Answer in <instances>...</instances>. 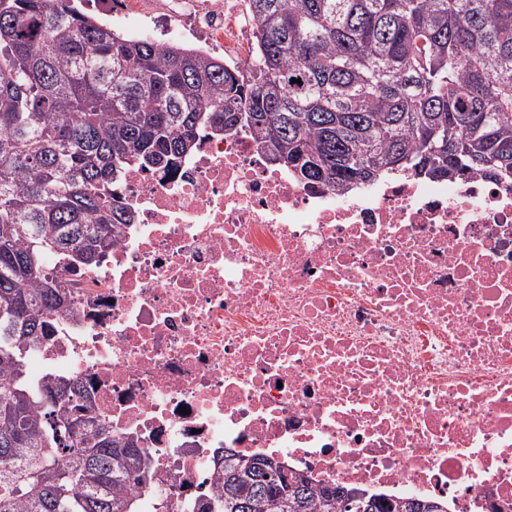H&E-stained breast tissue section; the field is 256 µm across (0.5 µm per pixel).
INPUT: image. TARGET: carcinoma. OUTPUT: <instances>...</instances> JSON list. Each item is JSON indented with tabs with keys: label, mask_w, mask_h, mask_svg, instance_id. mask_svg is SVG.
Wrapping results in <instances>:
<instances>
[{
	"label": "carcinoma",
	"mask_w": 512,
	"mask_h": 512,
	"mask_svg": "<svg viewBox=\"0 0 512 512\" xmlns=\"http://www.w3.org/2000/svg\"><path fill=\"white\" fill-rule=\"evenodd\" d=\"M250 80L207 52L125 37L73 0H0V512H138L150 458L23 355L65 305L47 265L91 268L135 216L112 193L239 126L339 193L390 174L512 178V0H246ZM301 79L293 83L291 79ZM224 454L198 512H446Z\"/></svg>",
	"instance_id": "cac0c4a2"
}]
</instances>
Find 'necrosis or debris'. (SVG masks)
<instances>
[{"label": "necrosis or debris", "mask_w": 512, "mask_h": 512, "mask_svg": "<svg viewBox=\"0 0 512 512\" xmlns=\"http://www.w3.org/2000/svg\"><path fill=\"white\" fill-rule=\"evenodd\" d=\"M201 32L243 76L236 0H125ZM135 215L30 348L152 461L170 512L219 489L225 449L319 485L512 512V181L396 175L340 194L269 163L254 132L201 135L170 172L112 188Z\"/></svg>", "instance_id": "1"}]
</instances>
